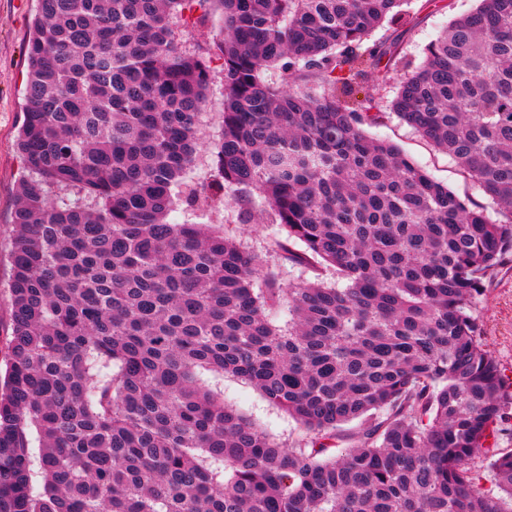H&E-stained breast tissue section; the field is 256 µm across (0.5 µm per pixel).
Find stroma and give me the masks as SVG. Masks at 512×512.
<instances>
[{"instance_id": "1", "label": "stroma", "mask_w": 512, "mask_h": 512, "mask_svg": "<svg viewBox=\"0 0 512 512\" xmlns=\"http://www.w3.org/2000/svg\"><path fill=\"white\" fill-rule=\"evenodd\" d=\"M475 0H453L444 8L442 0H416L409 23L403 28L383 25L373 39L398 37L401 54L410 66H417L425 48L452 16L473 10ZM35 0H0V281L8 272L7 247L12 234V220L17 205L18 181L22 165L17 150L18 129L24 118L23 83L28 68L27 40ZM369 136L397 145L417 166L433 179L448 185L465 202L487 205L488 200L477 186L466 179L456 163L427 144L408 125L397 118L385 119L370 127ZM226 226L247 250L259 255L275 268L282 283H295L317 276L332 280L331 271L316 272L311 268L282 262L270 244L275 226L259 218L241 222L239 209L223 208L220 214ZM482 339L495 359L506 383H512V257L493 275L478 296L475 305ZM211 384L223 391L226 404L238 408L254 425L277 442L293 445L306 437L305 431L280 408L266 401L245 380L227 376L212 379Z\"/></svg>"}]
</instances>
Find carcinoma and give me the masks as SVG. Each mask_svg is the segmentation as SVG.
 Listing matches in <instances>:
<instances>
[{
  "label": "carcinoma",
  "instance_id": "carcinoma-1",
  "mask_svg": "<svg viewBox=\"0 0 512 512\" xmlns=\"http://www.w3.org/2000/svg\"><path fill=\"white\" fill-rule=\"evenodd\" d=\"M402 2L37 0L0 512H512V451L489 448L512 392L475 317L512 255V0L451 19L387 106L399 44L365 40L405 24ZM212 4L224 34L205 49L189 16ZM389 110L495 215L369 136ZM230 201L336 283L281 285L219 220ZM207 374L248 381L308 439L274 441ZM488 452L496 494L470 467ZM210 106L202 117L201 131L203 132L204 139L208 140L215 132L218 131L220 124L221 111V90L219 85H213L210 89Z\"/></svg>",
  "mask_w": 512,
  "mask_h": 512
}]
</instances>
